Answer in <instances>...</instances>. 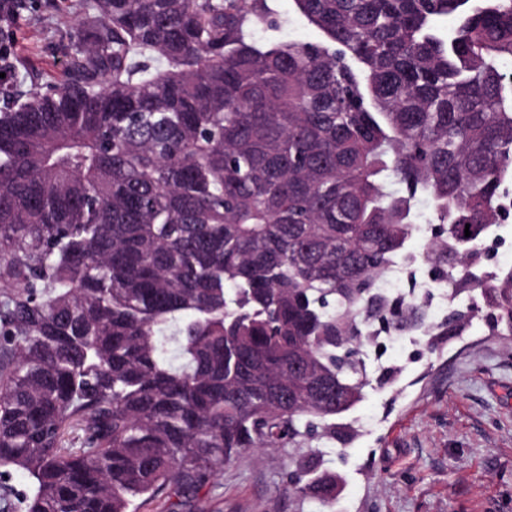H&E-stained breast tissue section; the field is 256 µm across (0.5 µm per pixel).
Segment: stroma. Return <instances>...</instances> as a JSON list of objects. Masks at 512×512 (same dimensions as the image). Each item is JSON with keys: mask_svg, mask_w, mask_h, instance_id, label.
<instances>
[{"mask_svg": "<svg viewBox=\"0 0 512 512\" xmlns=\"http://www.w3.org/2000/svg\"><path fill=\"white\" fill-rule=\"evenodd\" d=\"M82 0L24 14L14 31L21 69L57 73ZM399 337L394 384L357 407L361 429L344 456L327 449L324 467L343 478L333 506L288 493L296 448L241 452L182 512H512V343L474 327L461 339L404 361Z\"/></svg>", "mask_w": 512, "mask_h": 512, "instance_id": "stroma-1", "label": "stroma"}]
</instances>
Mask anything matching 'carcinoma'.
Here are the masks:
<instances>
[{
  "instance_id": "1",
  "label": "carcinoma",
  "mask_w": 512,
  "mask_h": 512,
  "mask_svg": "<svg viewBox=\"0 0 512 512\" xmlns=\"http://www.w3.org/2000/svg\"><path fill=\"white\" fill-rule=\"evenodd\" d=\"M37 2L0 0V512H179L285 447L331 506L324 449L399 372L369 373L371 325L512 336V267L477 274L512 184V0H293L318 42L279 38L276 0H83L45 83L11 43ZM418 260L437 322L378 288Z\"/></svg>"
}]
</instances>
